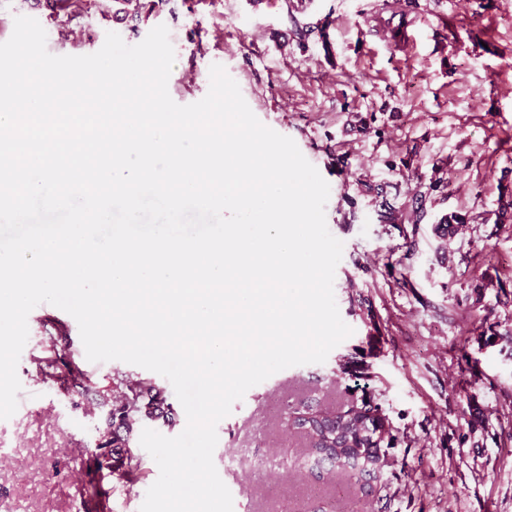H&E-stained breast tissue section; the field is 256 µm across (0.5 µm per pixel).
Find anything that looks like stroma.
Returning <instances> with one entry per match:
<instances>
[{"label": "stroma", "instance_id": "1", "mask_svg": "<svg viewBox=\"0 0 512 512\" xmlns=\"http://www.w3.org/2000/svg\"><path fill=\"white\" fill-rule=\"evenodd\" d=\"M401 8L419 26L407 50L380 28ZM35 18L54 55H89L107 32L129 45L166 25L176 60L171 98L209 90L212 64L254 115L292 138L330 186V233L342 241L334 294L353 333L321 364L281 370L250 388L217 425L213 460L234 512H512V0H173L139 24L57 0H0V42ZM464 227L448 234L443 217ZM75 333L30 324L18 409L0 419V512H89L85 464L95 424L83 414L114 372L95 364L60 388L32 362ZM367 390L405 440L389 451L387 493L359 474L330 480L303 440L281 428L285 403L334 408ZM134 483L99 473L112 512H140L159 469L140 442Z\"/></svg>", "mask_w": 512, "mask_h": 512}]
</instances>
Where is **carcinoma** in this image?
Wrapping results in <instances>:
<instances>
[{
  "mask_svg": "<svg viewBox=\"0 0 512 512\" xmlns=\"http://www.w3.org/2000/svg\"><path fill=\"white\" fill-rule=\"evenodd\" d=\"M167 4L169 0H150L147 4L144 0H89V7L100 12L111 7L134 18L145 7L153 12ZM106 400L111 410L105 426L96 428L97 465L105 468L110 456L123 453L129 461V473L133 474L139 470L137 458L128 451L134 430L145 420L173 424L165 391L154 379L117 374L112 378ZM282 424L288 432L300 436L312 454L327 451L346 460L363 456L380 469L385 466L381 449L392 448L399 440L379 404L365 392L337 410L315 408L303 401L288 404Z\"/></svg>",
  "mask_w": 512,
  "mask_h": 512,
  "instance_id": "cac0c4a2",
  "label": "carcinoma"
}]
</instances>
